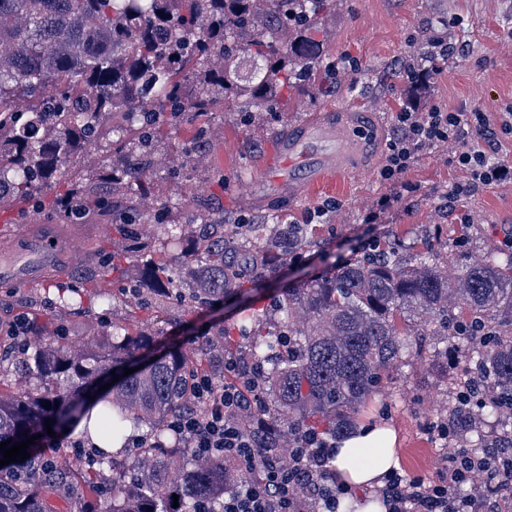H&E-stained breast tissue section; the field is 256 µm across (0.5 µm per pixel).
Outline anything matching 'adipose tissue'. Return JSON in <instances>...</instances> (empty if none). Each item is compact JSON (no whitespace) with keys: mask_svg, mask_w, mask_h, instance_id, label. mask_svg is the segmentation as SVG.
<instances>
[{"mask_svg":"<svg viewBox=\"0 0 512 512\" xmlns=\"http://www.w3.org/2000/svg\"><path fill=\"white\" fill-rule=\"evenodd\" d=\"M396 437L388 428L359 427L344 440H341L333 458V467L343 482L354 486H374L396 465L394 444ZM354 448L371 451L376 460L373 465L357 469L349 462V452Z\"/></svg>","mask_w":512,"mask_h":512,"instance_id":"1","label":"adipose tissue"}]
</instances>
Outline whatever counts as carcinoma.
Masks as SVG:
<instances>
[{
  "instance_id": "obj_1",
  "label": "carcinoma",
  "mask_w": 512,
  "mask_h": 512,
  "mask_svg": "<svg viewBox=\"0 0 512 512\" xmlns=\"http://www.w3.org/2000/svg\"><path fill=\"white\" fill-rule=\"evenodd\" d=\"M265 2L260 12L254 0H0V212L38 206L53 187L60 217L76 223L92 211L112 225L113 272L121 276L130 258H142L135 291L176 290L198 305L249 294L244 284L273 274L262 256L287 257L305 245L307 229L270 234L255 224L245 237L211 212L200 222L162 224L164 236L187 246L176 274L135 231L144 219L137 201L150 195L139 172L169 128L200 120L199 142L213 112H287L293 96L336 79L318 39L335 0ZM243 57L254 64L246 79ZM102 139L119 163L102 162L86 183L72 160ZM402 249L395 241L282 288L266 309L243 304L193 356L169 352L141 363L151 340L136 321L112 323L110 349L94 359L35 325L38 344L23 353L25 365L54 387L40 396L0 392V443L22 442L48 420L64 427L92 418L106 446L132 423L150 430L151 446L124 460L103 449L93 464L80 457L79 479L71 459L29 447L28 459L0 467V512H58L59 498L73 501L72 512H224V491L240 474L224 458L191 464V449L176 444L165 422L190 404L185 375L233 355L234 330L247 340L243 372L265 394L246 429L271 436L278 456L282 417L293 436L340 437L406 353L463 329L478 340L479 374L490 377L473 392L479 408L512 411V252L466 262L450 280L435 257L406 261ZM126 368L134 373L95 394L108 370Z\"/></svg>"
}]
</instances>
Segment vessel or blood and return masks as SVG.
Here are the masks:
<instances>
[{
	"label": "vessel or blood",
	"instance_id": "obj_1",
	"mask_svg": "<svg viewBox=\"0 0 512 512\" xmlns=\"http://www.w3.org/2000/svg\"><path fill=\"white\" fill-rule=\"evenodd\" d=\"M359 142L356 128L334 117L309 120L278 138L276 165L269 169L264 202H291L301 186H315L330 178L359 172L355 162ZM57 243L50 237L26 240L19 252L0 256V281L25 284L38 280L53 262Z\"/></svg>",
	"mask_w": 512,
	"mask_h": 512
}]
</instances>
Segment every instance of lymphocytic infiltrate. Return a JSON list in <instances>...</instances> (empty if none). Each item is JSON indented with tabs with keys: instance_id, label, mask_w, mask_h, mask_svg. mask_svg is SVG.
<instances>
[{
	"instance_id": "lymphocytic-infiltrate-1",
	"label": "lymphocytic infiltrate",
	"mask_w": 512,
	"mask_h": 512,
	"mask_svg": "<svg viewBox=\"0 0 512 512\" xmlns=\"http://www.w3.org/2000/svg\"><path fill=\"white\" fill-rule=\"evenodd\" d=\"M396 134L387 144L379 172L393 188H404V177L418 154L434 146L455 143L453 165L471 174L468 183H453L444 197L453 203L462 194L490 188L512 179V165L492 159L488 148L499 134H512V113L498 121L474 109L451 111L440 104H408L393 115ZM190 405L174 413L167 428L191 448L193 455L232 461L242 474L240 485L224 493V512H336L348 485L330 470L336 443L309 432L294 440L289 463H282L243 427L245 413L260 407L261 386L245 380L238 359L224 360L223 378L197 371L189 378ZM485 485L478 493H464L475 475ZM388 512H496L497 497L512 493V459L492 451L456 449L445 474L430 481L397 472L387 476L380 490Z\"/></svg>"
}]
</instances>
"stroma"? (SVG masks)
<instances>
[{
    "instance_id": "35a3bbf8",
    "label": "stroma",
    "mask_w": 512,
    "mask_h": 512,
    "mask_svg": "<svg viewBox=\"0 0 512 512\" xmlns=\"http://www.w3.org/2000/svg\"><path fill=\"white\" fill-rule=\"evenodd\" d=\"M322 27L325 54L337 66L335 84L295 100L274 124L263 112L254 113L249 124L241 122L239 113H216L208 122V140L192 162L182 149L189 128L171 131L153 164L140 173L153 189L141 210L150 213L158 202H166V223L181 224L199 203L207 202L229 225L243 219L287 224L301 222L324 201H337L325 223L309 225L299 261L284 264L275 276L259 282L262 307L283 285L324 271L330 255L348 253L358 236L381 245L403 240L406 256L433 252L451 273L465 261L503 251L504 237L512 235V180L459 196L452 206L441 208L449 183L469 179L465 170L449 165L452 150L446 146L424 150L407 171L405 179L414 185V193L382 215L380 223L369 224L365 218L390 191L377 172L395 134L393 114L411 94L396 69L418 45L438 36L459 48L455 67L431 73L420 90L424 103L478 109L493 119L512 106V41L507 38L512 0H336ZM314 112H353L360 117L367 130L359 157L362 175L325 183L285 206L249 204L240 189L264 181L272 138ZM39 231L76 243L79 254L60 260L55 271L36 283L0 284V379L14 393L41 386L12 353L9 328L18 314L47 324L60 345L80 352L86 350L89 335L141 305L139 297L124 292L122 283L107 274L95 287L83 282L89 265L105 271L112 266L111 225L99 223L92 214L78 224H61L48 204L24 216L0 212L1 250L18 236ZM102 294L116 295L112 311L101 310ZM235 310L232 298L218 307H189L172 298L150 303L144 312L152 335L150 350L197 353ZM474 370L471 343L454 338L427 353L405 356L368 400L358 422L394 430L398 472L434 479L455 448L473 447L471 434L443 439L430 426L449 419L453 391L465 387Z\"/></svg>"
}]
</instances>
